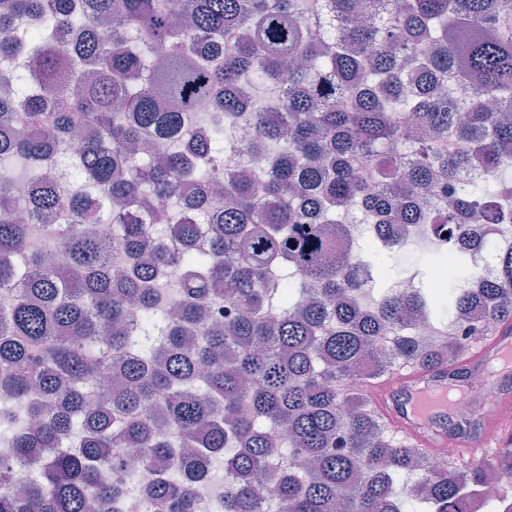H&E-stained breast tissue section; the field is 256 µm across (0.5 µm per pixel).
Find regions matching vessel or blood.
<instances>
[{"label": "vessel or blood", "instance_id": "b4317fda", "mask_svg": "<svg viewBox=\"0 0 512 512\" xmlns=\"http://www.w3.org/2000/svg\"><path fill=\"white\" fill-rule=\"evenodd\" d=\"M466 368H498L500 374L512 373V331L495 328L491 339L468 357ZM468 386L449 387L447 379H425L420 373L395 376L375 392L376 410L394 431L412 445L434 448L448 443L445 428L449 412L455 410L468 393ZM500 414L483 421L484 433L469 440H457L459 455L471 457L473 449L489 448L494 438L512 434V393L492 397Z\"/></svg>", "mask_w": 512, "mask_h": 512}]
</instances>
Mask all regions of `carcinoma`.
Instances as JSON below:
<instances>
[{"instance_id":"1","label":"carcinoma","mask_w":512,"mask_h":512,"mask_svg":"<svg viewBox=\"0 0 512 512\" xmlns=\"http://www.w3.org/2000/svg\"><path fill=\"white\" fill-rule=\"evenodd\" d=\"M391 2L0 0V165L71 170L69 224L56 183L0 182V288L22 283L0 299V512H199L221 454L218 512H470L491 477L486 512H512V438L437 468L361 392L393 369L462 380L474 338L512 326V0ZM251 151L263 172L224 167ZM187 183L198 199L161 206ZM437 189L423 232L448 244L396 291L405 244L362 245L342 208L385 232ZM217 302L232 314L186 336ZM423 313L457 337L409 335Z\"/></svg>"}]
</instances>
